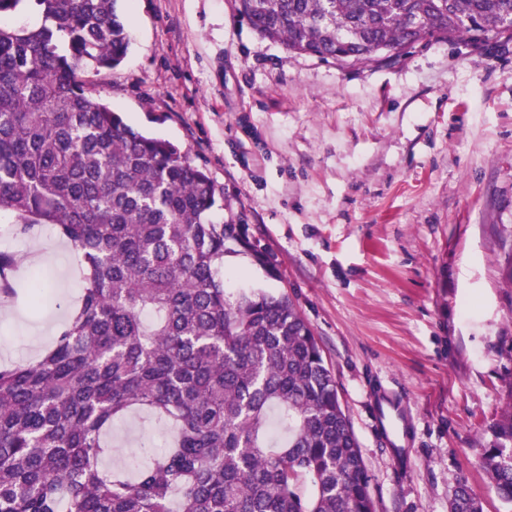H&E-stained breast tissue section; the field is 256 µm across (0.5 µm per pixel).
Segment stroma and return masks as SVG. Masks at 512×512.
Returning <instances> with one entry per match:
<instances>
[{
  "instance_id": "35a3bbf8",
  "label": "stroma",
  "mask_w": 512,
  "mask_h": 512,
  "mask_svg": "<svg viewBox=\"0 0 512 512\" xmlns=\"http://www.w3.org/2000/svg\"><path fill=\"white\" fill-rule=\"evenodd\" d=\"M132 42L97 89L135 128L180 144L275 259L244 255L228 291L288 293L323 346L377 512H448L456 478L512 512L478 462L512 385V37L430 39L344 64L259 36L233 0H128ZM48 225L0 250L51 270L56 304L0 307V367L38 359L85 281ZM397 411L385 431L382 407ZM132 412L114 464L174 436Z\"/></svg>"
}]
</instances>
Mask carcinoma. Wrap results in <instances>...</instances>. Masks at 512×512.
Returning <instances> with one entry per match:
<instances>
[{"label": "carcinoma", "instance_id": "1", "mask_svg": "<svg viewBox=\"0 0 512 512\" xmlns=\"http://www.w3.org/2000/svg\"><path fill=\"white\" fill-rule=\"evenodd\" d=\"M122 0H0V211L50 224L86 286L52 346L0 368V512H375L369 476L321 345L286 293L224 288V257L269 270L188 153L129 126L89 75L117 68ZM263 38L323 61L378 60L430 38L512 35V0H234ZM0 252V304L35 305ZM177 427L137 473L105 468L115 419ZM277 411L288 441H270ZM479 462L512 506V383ZM448 512H483L456 480Z\"/></svg>", "mask_w": 512, "mask_h": 512}]
</instances>
